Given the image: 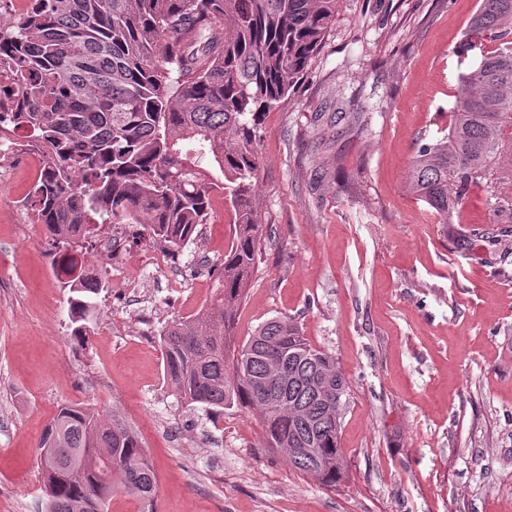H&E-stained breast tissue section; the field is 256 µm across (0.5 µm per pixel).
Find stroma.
Here are the masks:
<instances>
[{
    "mask_svg": "<svg viewBox=\"0 0 512 512\" xmlns=\"http://www.w3.org/2000/svg\"><path fill=\"white\" fill-rule=\"evenodd\" d=\"M476 8L342 0L306 76L261 118L253 193L272 233L234 336L290 316L334 356L349 391L333 487L265 448L258 412L191 406L167 383L160 334L208 302L231 246L221 197L178 258L146 233L111 258L89 248L106 286L80 343L25 206L34 179L0 155V512H44L40 437L66 405L134 429L154 512H512V255L458 252L470 225L440 223L405 189L419 146L448 126L453 50Z\"/></svg>",
    "mask_w": 512,
    "mask_h": 512,
    "instance_id": "obj_1",
    "label": "stroma"
}]
</instances>
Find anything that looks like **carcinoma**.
I'll return each instance as SVG.
<instances>
[{
  "instance_id": "1",
  "label": "carcinoma",
  "mask_w": 512,
  "mask_h": 512,
  "mask_svg": "<svg viewBox=\"0 0 512 512\" xmlns=\"http://www.w3.org/2000/svg\"><path fill=\"white\" fill-rule=\"evenodd\" d=\"M0 26V147L30 146L45 173L26 201L58 254L72 335L86 336L104 273L84 251L105 229L145 223L177 253L224 198L234 234L211 300L161 335L167 381L189 404L261 412L266 447L332 487L345 476L341 414L348 382L287 316L235 342L237 310L260 249L253 202L261 117L304 78L340 0H28ZM448 132L422 145L407 188L441 224H479L472 192L492 170L512 180V0H479L455 53ZM507 227L479 228L492 252ZM80 265L78 276L72 268ZM46 512H82L90 490L153 506L154 472L138 434L115 415L62 407L40 439Z\"/></svg>"
}]
</instances>
